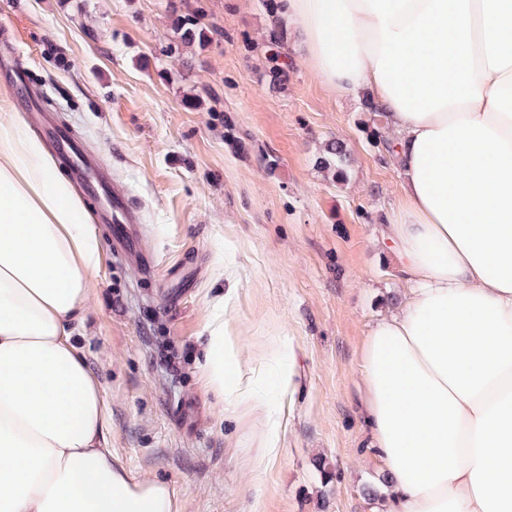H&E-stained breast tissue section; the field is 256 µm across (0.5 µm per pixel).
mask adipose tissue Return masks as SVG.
Listing matches in <instances>:
<instances>
[{"label":"adipose tissue","instance_id":"adipose-tissue-1","mask_svg":"<svg viewBox=\"0 0 512 512\" xmlns=\"http://www.w3.org/2000/svg\"><path fill=\"white\" fill-rule=\"evenodd\" d=\"M314 72L387 114L405 288L363 350L381 512H512V0H280ZM101 261L86 208L17 115L0 120V512H178L136 478L75 322ZM238 339L208 329L209 387Z\"/></svg>","mask_w":512,"mask_h":512}]
</instances>
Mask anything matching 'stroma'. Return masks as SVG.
Instances as JSON below:
<instances>
[{
    "mask_svg": "<svg viewBox=\"0 0 512 512\" xmlns=\"http://www.w3.org/2000/svg\"><path fill=\"white\" fill-rule=\"evenodd\" d=\"M194 14L206 45L184 44ZM268 0H0V41L29 68L99 166L138 207L136 259L117 256L102 204V262L77 324L102 382L110 440L138 478L173 488L179 512H379L360 409L362 349L403 287L383 237L397 170L295 41L284 89L269 85ZM344 140V181L317 165ZM240 338L260 398L292 366L280 449L265 454L258 401L209 389L207 326ZM333 471L324 481L315 458ZM176 30L181 33L180 38L186 43L197 42L198 45H204L210 39L209 31L206 28L200 27L198 19L194 15L186 14L179 15L176 18Z\"/></svg>",
    "mask_w": 512,
    "mask_h": 512,
    "instance_id": "1",
    "label": "stroma"
}]
</instances>
